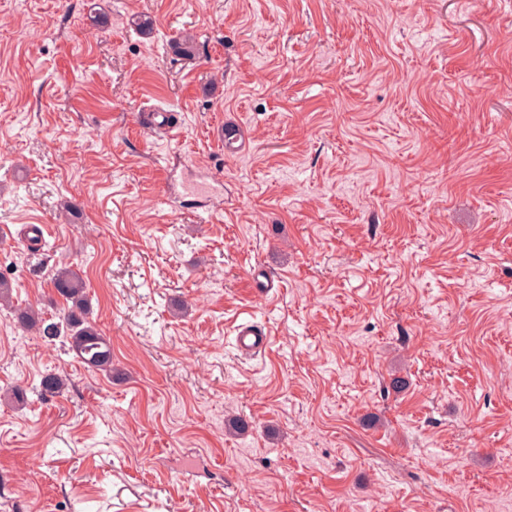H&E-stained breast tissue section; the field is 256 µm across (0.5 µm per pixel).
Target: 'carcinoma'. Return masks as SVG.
<instances>
[{
  "label": "carcinoma",
  "instance_id": "carcinoma-1",
  "mask_svg": "<svg viewBox=\"0 0 512 512\" xmlns=\"http://www.w3.org/2000/svg\"><path fill=\"white\" fill-rule=\"evenodd\" d=\"M57 293L70 302L58 315V321L43 324L40 312L30 305L14 308L17 324L23 329L42 326L48 337L63 336L82 363L100 371L112 370V348L106 339L86 319L87 291L84 280L73 270L62 268L53 279ZM63 388V381L55 374L42 376L39 383L41 395H53Z\"/></svg>",
  "mask_w": 512,
  "mask_h": 512
}]
</instances>
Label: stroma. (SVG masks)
<instances>
[{
	"label": "stroma",
	"instance_id": "35a3bbf8",
	"mask_svg": "<svg viewBox=\"0 0 512 512\" xmlns=\"http://www.w3.org/2000/svg\"><path fill=\"white\" fill-rule=\"evenodd\" d=\"M2 227L0 512H512V0H0ZM216 136L226 154L240 153L246 147V136L243 127L237 122H225L216 131ZM53 287L71 303L58 315V321L43 327L45 321L38 310L30 305H18L14 308L17 324L23 329H33L42 323L43 335L65 337L82 363L100 371H111V345L86 319L87 289L84 280L75 271L62 268L54 276ZM268 330L265 326L245 319L236 328V348L243 356H252L266 347L268 343Z\"/></svg>",
	"mask_w": 512,
	"mask_h": 512
}]
</instances>
